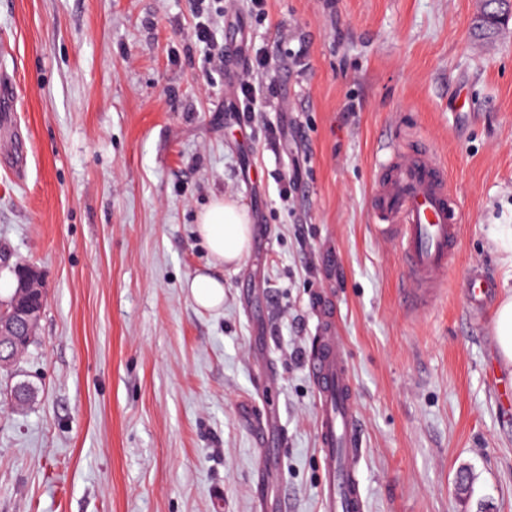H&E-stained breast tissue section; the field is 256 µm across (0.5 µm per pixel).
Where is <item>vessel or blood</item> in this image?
I'll use <instances>...</instances> for the list:
<instances>
[{
	"mask_svg": "<svg viewBox=\"0 0 512 512\" xmlns=\"http://www.w3.org/2000/svg\"><path fill=\"white\" fill-rule=\"evenodd\" d=\"M373 231L392 244L407 274L403 296L421 304L440 291L459 240L464 213L448 188L445 168L429 143L413 141L388 153L375 171ZM318 347L308 363L316 385L317 432L324 468L319 492L323 512H365L358 467L361 424L348 360L328 310L320 312Z\"/></svg>",
	"mask_w": 512,
	"mask_h": 512,
	"instance_id": "b4317fda",
	"label": "vessel or blood"
}]
</instances>
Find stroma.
I'll return each mask as SVG.
<instances>
[{"mask_svg": "<svg viewBox=\"0 0 512 512\" xmlns=\"http://www.w3.org/2000/svg\"><path fill=\"white\" fill-rule=\"evenodd\" d=\"M0 0V297L43 273L33 343L0 374V512H320L305 364L334 312L362 423L367 512H512V424L490 365L512 264V18L482 0ZM263 49L264 119L224 38ZM466 95L456 109L457 95ZM426 138L466 212L434 306L406 310L399 253L372 233L375 162ZM257 234L210 269L214 199ZM212 271L222 310L185 285ZM495 291L482 312L466 284ZM33 385L24 406L8 394ZM268 449L261 458L260 449ZM270 464L275 483L262 482ZM267 61L263 55L262 49L255 51L254 61L251 64L250 72H247L237 88V97L240 103V112L246 117L247 122H257L262 118L259 106V89L255 86L250 74L254 71L264 70L266 68Z\"/></svg>", "mask_w": 512, "mask_h": 512, "instance_id": "obj_1", "label": "stroma"}]
</instances>
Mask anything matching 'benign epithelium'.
I'll use <instances>...</instances> for the list:
<instances>
[{"mask_svg":"<svg viewBox=\"0 0 512 512\" xmlns=\"http://www.w3.org/2000/svg\"><path fill=\"white\" fill-rule=\"evenodd\" d=\"M15 275L17 288L11 308L0 311V362L18 337L34 335L38 322L35 303L43 302L41 275L36 269L21 265L15 268Z\"/></svg>","mask_w":512,"mask_h":512,"instance_id":"1","label":"benign epithelium"}]
</instances>
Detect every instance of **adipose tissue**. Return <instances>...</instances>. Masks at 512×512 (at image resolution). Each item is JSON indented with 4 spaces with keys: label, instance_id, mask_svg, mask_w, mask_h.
Segmentation results:
<instances>
[{
    "label": "adipose tissue",
    "instance_id": "ef3b65f1",
    "mask_svg": "<svg viewBox=\"0 0 512 512\" xmlns=\"http://www.w3.org/2000/svg\"><path fill=\"white\" fill-rule=\"evenodd\" d=\"M196 231L217 265L241 262L252 236L246 209L220 199L213 201L199 214Z\"/></svg>",
    "mask_w": 512,
    "mask_h": 512
}]
</instances>
